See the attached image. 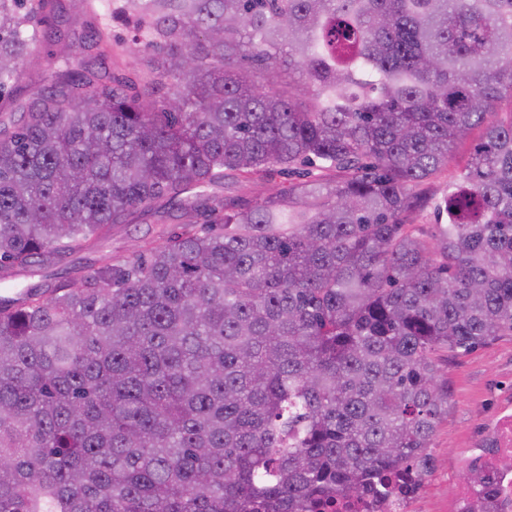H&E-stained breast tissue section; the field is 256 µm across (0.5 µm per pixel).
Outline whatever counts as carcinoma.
Segmentation results:
<instances>
[{"label":"carcinoma","mask_w":512,"mask_h":512,"mask_svg":"<svg viewBox=\"0 0 512 512\" xmlns=\"http://www.w3.org/2000/svg\"><path fill=\"white\" fill-rule=\"evenodd\" d=\"M50 3L0 0V91ZM123 13L142 86L70 53L0 126V512H324L422 477L435 354L512 332V0ZM478 127L427 242L414 189ZM301 162L276 195L206 193ZM161 201L180 230L76 267Z\"/></svg>","instance_id":"obj_1"}]
</instances>
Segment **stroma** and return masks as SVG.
<instances>
[{"instance_id": "stroma-1", "label": "stroma", "mask_w": 512, "mask_h": 512, "mask_svg": "<svg viewBox=\"0 0 512 512\" xmlns=\"http://www.w3.org/2000/svg\"><path fill=\"white\" fill-rule=\"evenodd\" d=\"M119 2L89 0L84 5L80 0H55V10L46 26L48 35L32 47L26 58L19 83L14 85L7 103L0 108V123L8 125L17 120L22 106L30 99L34 83L42 78L49 63L83 41L85 33L79 20L81 8L99 14L113 42L119 43L120 49L112 58L113 68L129 73L144 70L151 56L144 52L142 45L132 43L129 26L113 18L112 11ZM471 147L468 141L455 146L448 166L418 186L421 206L413 219L424 239H432L437 234L434 203L443 195L449 182L457 177ZM292 182V177L276 173L266 178L217 185L212 192L229 200L245 201L285 190ZM158 228L150 216L136 224L115 225L110 238L89 251L87 257L101 262L130 255L134 247H148ZM435 359L448 380V415L432 437L429 452L433 467L423 477L412 501L413 512H444L462 479L458 466L460 454L482 442L487 422L512 402V334L496 337L488 345L463 355L441 351Z\"/></svg>"}]
</instances>
